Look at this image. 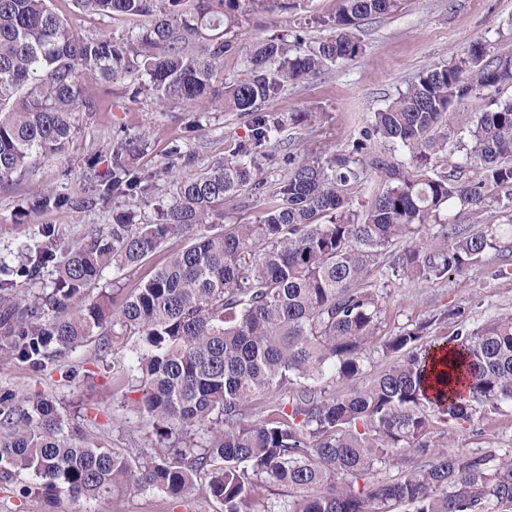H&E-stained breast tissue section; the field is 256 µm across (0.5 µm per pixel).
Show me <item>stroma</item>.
<instances>
[{
    "label": "stroma",
    "instance_id": "1",
    "mask_svg": "<svg viewBox=\"0 0 512 512\" xmlns=\"http://www.w3.org/2000/svg\"><path fill=\"white\" fill-rule=\"evenodd\" d=\"M79 34L126 36L134 23L125 18L81 12L70 0H52ZM340 0H299L297 10L283 12L277 0H260L231 38L236 49L225 56L218 78H244L246 61L255 44L277 35H299L294 52L304 53L333 34L332 21ZM354 35L362 46L352 61L339 62L320 74L289 82L275 97L259 106L283 121L284 126L257 156L267 182L286 175L290 159L325 156L351 150L361 141L374 112L404 91L430 65L446 61L471 42L487 45L492 56L512 54V0H399L395 10L362 20ZM129 78L116 75L108 86H91L99 105L93 117H80V130L66 155L39 157L15 184L0 185V258L18 264L21 244H37L43 226H52L60 247L76 244L93 227L112 221L116 204L92 211L76 208L50 210L22 217L21 204L46 188L77 193L82 185L89 150L106 146L127 134L141 136L147 148L136 163L160 170L175 154L193 155L191 174L204 172L239 147L251 135L250 114L225 109L222 98L204 101L196 110L163 107L147 95L124 94ZM187 243L185 235L171 234L160 252L143 264L124 270H106L98 283L84 291L94 300L102 289L124 290L147 280L174 251ZM383 323L377 345L367 351L365 375L383 368L380 344L403 328L438 315L447 308L462 310L464 320L448 319L434 326V336L456 335L460 327H474L505 312H512V255L491 252L471 270L434 282L393 280L379 286ZM130 349L99 338L70 350L65 356L36 369L0 356V393L49 395L60 413L78 418L86 433L114 448L129 439L119 429L132 417L121 406L112 383V366L131 359ZM442 441L458 448L512 449V406L492 415L478 414L470 423L449 424ZM37 483L26 475L0 473V512H43ZM57 512H223L222 505L204 492L173 500L154 491L131 490L117 499L73 501L61 499Z\"/></svg>",
    "mask_w": 512,
    "mask_h": 512
}]
</instances>
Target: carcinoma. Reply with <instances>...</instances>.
I'll use <instances>...</instances> for the list:
<instances>
[{
	"label": "carcinoma",
	"mask_w": 512,
	"mask_h": 512,
	"mask_svg": "<svg viewBox=\"0 0 512 512\" xmlns=\"http://www.w3.org/2000/svg\"><path fill=\"white\" fill-rule=\"evenodd\" d=\"M258 0H72L75 8L146 22L127 38L74 33L52 0H0V184L22 177L32 160L61 155L77 118L97 111L87 86L131 77L126 92L193 109L213 92L216 67L233 48L226 35ZM397 0H342L335 34L305 54L282 36L266 39L247 61V78L224 87V108L253 113L283 82L356 58L351 29L391 11ZM485 43L420 72L374 113L363 141L347 153L302 158L267 186L255 155L280 121L258 116L250 143L210 170L179 174L176 158L159 171L134 165L144 149L128 136L86 159L84 188L32 197L31 212L95 209L171 178V202L149 224L118 212L62 252L52 291L21 295V279L57 258L54 229L26 250L25 262L0 259V354L41 367L95 332L134 338V357L115 368L136 402L130 448H111L66 422L43 395H0V466L36 479L46 503L64 495L105 500L131 487L169 498L200 484L224 512H272L270 484L289 490L280 512H512V455L494 448L439 445L434 430L469 423L512 405V314L454 336L427 339L447 310L389 337L387 364L362 386L337 394L319 386L329 373L355 381L382 324L376 274L384 258L398 280L435 282L461 273L501 248L512 233L490 219L445 224L452 198L481 213L500 192L512 202V98L455 125L451 107L512 86V56L488 59ZM378 139L407 149L400 164L367 155ZM458 155L439 171L433 156ZM372 171L383 188L364 211L353 189ZM273 204L257 224L208 223L210 215L252 191ZM436 226L433 239L422 230ZM189 242L127 294L76 297L113 267H135L175 232ZM450 346L460 361L431 373L432 350ZM460 393L449 391L457 373ZM152 442L139 447V438ZM413 451L420 464L389 481L379 466Z\"/></svg>",
	"instance_id": "obj_1"
}]
</instances>
